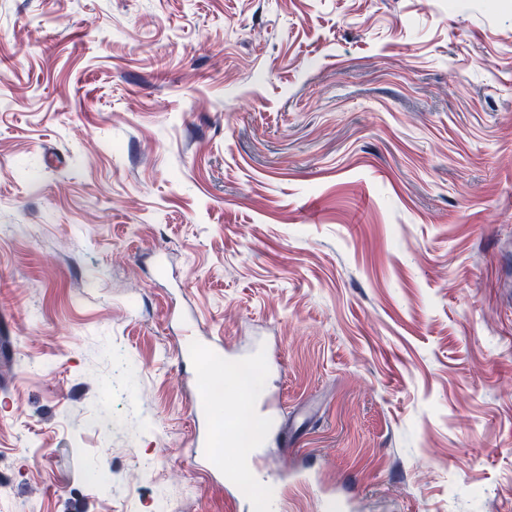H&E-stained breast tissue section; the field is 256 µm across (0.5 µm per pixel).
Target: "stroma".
<instances>
[{
  "instance_id": "1",
  "label": "stroma",
  "mask_w": 512,
  "mask_h": 512,
  "mask_svg": "<svg viewBox=\"0 0 512 512\" xmlns=\"http://www.w3.org/2000/svg\"><path fill=\"white\" fill-rule=\"evenodd\" d=\"M188 327L276 512H512V0H0L10 512H252ZM184 356L186 360L201 365L205 370L218 365L224 359L220 343L213 340L207 344L191 345L186 349ZM223 372L229 379V386L225 397L239 400L242 403L254 384V376H241L234 365L230 366L224 364ZM194 396L197 421L199 419L204 420L206 423V430L201 442L196 441L193 444V448L195 451L197 448H203V451L209 457V461L214 470L224 476L225 486L234 487L237 485L235 478L228 472H224L223 460L213 449L216 442V435L213 433L212 427L217 421L223 422L221 417L223 410L221 405H219L221 403L213 397L209 390L204 388H198L195 390ZM241 420L242 427L240 431L237 433L236 437L233 439L232 445L236 448H240L237 455V466L241 462L240 472L247 476H250V473L244 468V462L254 454L256 451L257 443H256V435L258 431L257 420L254 414L251 412L249 406H241ZM246 432L248 436V440L246 443L242 442V434Z\"/></svg>"
}]
</instances>
